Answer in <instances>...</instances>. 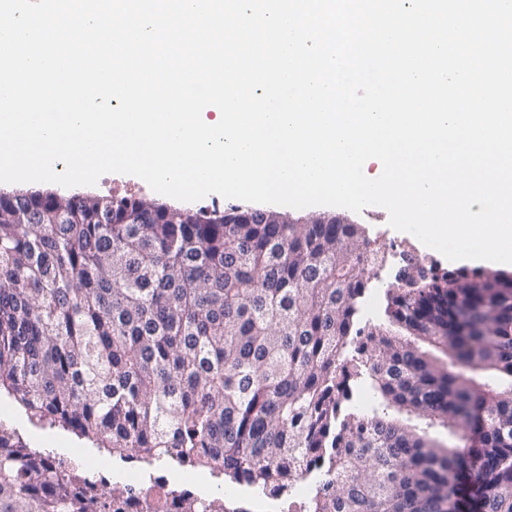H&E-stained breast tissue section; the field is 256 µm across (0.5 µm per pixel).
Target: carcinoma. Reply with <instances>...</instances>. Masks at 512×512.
Listing matches in <instances>:
<instances>
[{
    "label": "carcinoma",
    "mask_w": 512,
    "mask_h": 512,
    "mask_svg": "<svg viewBox=\"0 0 512 512\" xmlns=\"http://www.w3.org/2000/svg\"><path fill=\"white\" fill-rule=\"evenodd\" d=\"M376 252L336 216L1 192L0 396L112 457L267 496L315 473L305 512H512V274L410 257L386 289L399 332L366 329ZM360 381L367 413L348 409ZM74 471L0 423V512L130 494L79 493Z\"/></svg>",
    "instance_id": "obj_1"
}]
</instances>
